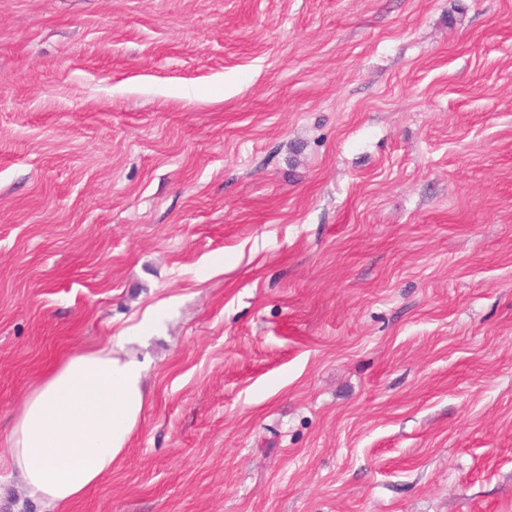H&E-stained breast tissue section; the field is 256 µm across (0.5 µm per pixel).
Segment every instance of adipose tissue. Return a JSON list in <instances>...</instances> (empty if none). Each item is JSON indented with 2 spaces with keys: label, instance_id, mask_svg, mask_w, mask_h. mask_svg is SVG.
Listing matches in <instances>:
<instances>
[{
  "label": "adipose tissue",
  "instance_id": "obj_1",
  "mask_svg": "<svg viewBox=\"0 0 512 512\" xmlns=\"http://www.w3.org/2000/svg\"><path fill=\"white\" fill-rule=\"evenodd\" d=\"M162 325L153 311L105 345L70 355L24 396L8 433L9 466L45 512H63L111 474L138 426L144 367L129 353Z\"/></svg>",
  "mask_w": 512,
  "mask_h": 512
}]
</instances>
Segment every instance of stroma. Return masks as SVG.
Wrapping results in <instances>:
<instances>
[{"instance_id":"stroma-1","label":"stroma","mask_w":512,"mask_h":512,"mask_svg":"<svg viewBox=\"0 0 512 512\" xmlns=\"http://www.w3.org/2000/svg\"><path fill=\"white\" fill-rule=\"evenodd\" d=\"M157 306L64 512H512V0H0V512ZM161 326L155 309L103 347L70 355L23 397L7 437L9 466L44 512H63L128 448L145 403L144 367L128 347Z\"/></svg>"}]
</instances>
